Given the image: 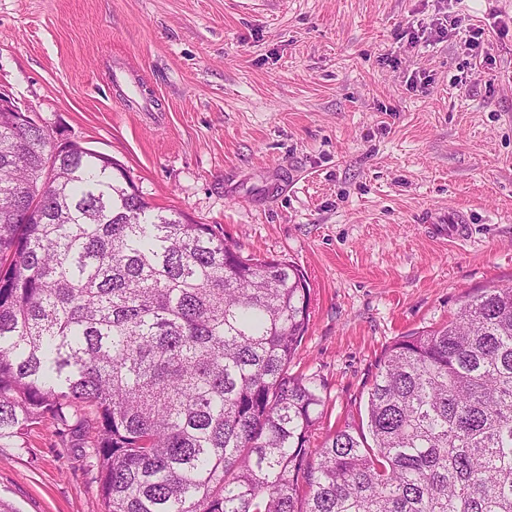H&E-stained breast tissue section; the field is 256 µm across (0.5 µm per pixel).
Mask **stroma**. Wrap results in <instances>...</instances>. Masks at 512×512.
Listing matches in <instances>:
<instances>
[{"mask_svg": "<svg viewBox=\"0 0 512 512\" xmlns=\"http://www.w3.org/2000/svg\"><path fill=\"white\" fill-rule=\"evenodd\" d=\"M446 13L461 28L410 42ZM0 91L153 205L307 274L289 372L325 399L316 441L357 425L401 336L512 286V0H0ZM80 454L33 426L0 447V499L103 512Z\"/></svg>", "mask_w": 512, "mask_h": 512, "instance_id": "stroma-1", "label": "stroma"}]
</instances>
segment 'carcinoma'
I'll use <instances>...</instances> for the list:
<instances>
[{"label":"carcinoma","instance_id":"cac0c4a2","mask_svg":"<svg viewBox=\"0 0 512 512\" xmlns=\"http://www.w3.org/2000/svg\"><path fill=\"white\" fill-rule=\"evenodd\" d=\"M0 113V447L73 434L103 512H512V287L385 350L311 447L307 276Z\"/></svg>","mask_w":512,"mask_h":512}]
</instances>
